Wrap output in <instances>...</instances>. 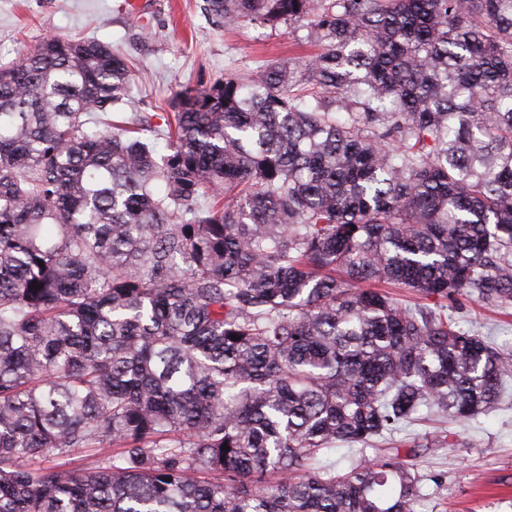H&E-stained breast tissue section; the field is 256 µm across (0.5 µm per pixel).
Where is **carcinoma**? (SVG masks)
I'll return each mask as SVG.
<instances>
[{
  "label": "carcinoma",
  "mask_w": 512,
  "mask_h": 512,
  "mask_svg": "<svg viewBox=\"0 0 512 512\" xmlns=\"http://www.w3.org/2000/svg\"><path fill=\"white\" fill-rule=\"evenodd\" d=\"M207 4L319 52L182 89L164 154L91 126L112 46L0 66V512H414L455 433L395 435L509 397L448 302L512 306V0ZM360 445L349 447L338 443L335 448L326 450L320 457V464L327 468H334L336 472H344L351 464V460L355 457H361L370 460L375 458V451L371 447L364 450Z\"/></svg>",
  "instance_id": "carcinoma-1"
}]
</instances>
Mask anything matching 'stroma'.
<instances>
[{
	"instance_id": "1",
	"label": "stroma",
	"mask_w": 512,
	"mask_h": 512,
	"mask_svg": "<svg viewBox=\"0 0 512 512\" xmlns=\"http://www.w3.org/2000/svg\"><path fill=\"white\" fill-rule=\"evenodd\" d=\"M122 0H0V63L19 59L44 37L91 38L127 58L128 106L114 114L167 112L174 91L204 87L228 71L246 73L257 61L311 53L286 28L250 24L227 28L206 11V0H144L146 19L131 15ZM462 327H476L512 354V315L470 299L451 307ZM454 445L418 454L422 475L415 512H512V405L456 425Z\"/></svg>"
}]
</instances>
